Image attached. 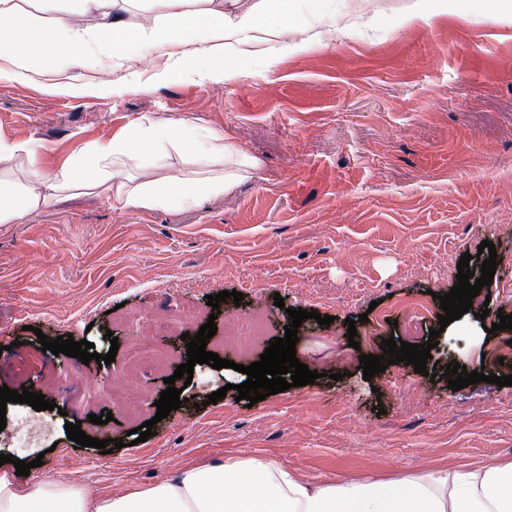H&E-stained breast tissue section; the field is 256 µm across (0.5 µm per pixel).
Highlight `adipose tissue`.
<instances>
[{
    "label": "adipose tissue",
    "mask_w": 512,
    "mask_h": 512,
    "mask_svg": "<svg viewBox=\"0 0 512 512\" xmlns=\"http://www.w3.org/2000/svg\"><path fill=\"white\" fill-rule=\"evenodd\" d=\"M45 11L63 7L68 23L44 22L27 0H0V80L41 82L48 93L74 98L121 95L139 85L97 80L74 85L56 77L45 62L53 49L77 64L93 63L111 52L138 60L164 58L152 80L182 71L223 83L243 77L266 39L287 40L290 0H257L252 9H235L236 0H151L161 27L150 33L129 31L114 11L115 0H41ZM93 26H86L87 18ZM191 158L198 178L166 176L138 180L135 171L164 169L171 153ZM228 137L144 118L132 134L95 142L89 158H76L53 173L38 165L27 143L0 139V223L11 224L48 205L61 192L88 189L104 195L113 208L191 207L202 196L220 194L248 176L249 163ZM25 174L15 183L13 168ZM0 512H512V460L498 459L453 470L372 478L317 481L284 465L257 458L185 467L172 479L145 489L99 494L80 485L51 479L33 485L0 474Z\"/></svg>",
    "instance_id": "1"
}]
</instances>
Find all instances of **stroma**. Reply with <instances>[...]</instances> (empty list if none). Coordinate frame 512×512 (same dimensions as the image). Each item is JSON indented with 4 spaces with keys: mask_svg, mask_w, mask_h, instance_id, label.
<instances>
[{
    "mask_svg": "<svg viewBox=\"0 0 512 512\" xmlns=\"http://www.w3.org/2000/svg\"><path fill=\"white\" fill-rule=\"evenodd\" d=\"M297 0L288 38L263 43L240 79L222 84L173 78L144 82L118 97L47 94L35 83L0 81V138L29 143L56 170L81 149L130 133L139 119L185 122L228 135L257 162L251 177L192 208L112 209L98 194L71 192L12 224H0V385L41 392L71 379L81 400L57 398L55 410L7 403L6 416L49 422L35 448H8L0 470L18 484L50 478L100 493L148 487L181 468L229 457L273 460L308 479L456 469L512 458V386L486 382L448 389L445 369L502 376L492 362L512 348V330L486 327L512 313V0H431L428 21L399 26L413 0ZM336 17L335 28L305 23L309 5ZM61 79L119 82L133 62L101 57L75 65L48 53ZM493 242L497 269L490 314L465 313L440 327L439 295L457 283V264ZM238 291L219 307L208 296ZM283 306H275V297ZM428 303L416 343L439 329L427 362L435 377L396 363L365 381L359 350L348 345L382 320L381 338L403 337L401 300ZM164 307L215 315L218 326L259 309L267 334L259 361L284 337L289 310L301 307L296 357L318 371L314 383L265 400H238L246 374L238 344L219 356L232 365L194 367L191 384L175 380L184 401L164 419L155 406L166 386L159 373H133L129 351L140 312ZM331 316L319 325L316 314ZM368 314L361 322L360 314ZM113 340H106V333ZM94 343L114 362L98 366L43 351L40 335ZM133 385L152 403L147 441L103 454L69 440L66 423L86 435L119 439L136 428L123 409L101 401L103 384ZM225 390L210 404L209 395ZM112 412L105 425L90 415ZM42 458L17 476L14 460Z\"/></svg>",
    "mask_w": 512,
    "mask_h": 512,
    "instance_id": "obj_1",
    "label": "stroma"
}]
</instances>
